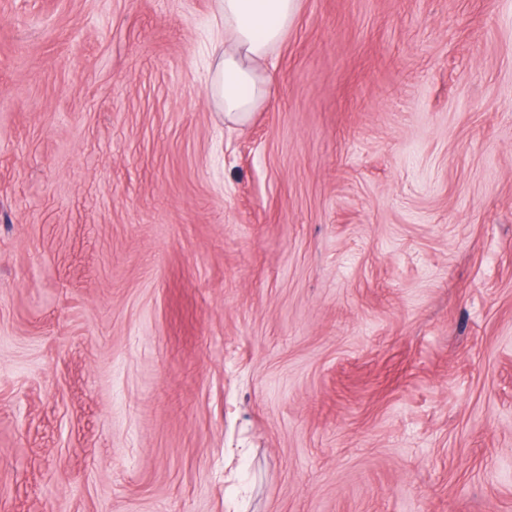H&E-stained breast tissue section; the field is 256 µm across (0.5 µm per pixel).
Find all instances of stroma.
Here are the masks:
<instances>
[{"mask_svg": "<svg viewBox=\"0 0 512 512\" xmlns=\"http://www.w3.org/2000/svg\"><path fill=\"white\" fill-rule=\"evenodd\" d=\"M211 10L0 0V512H512V0ZM224 21V41L216 47L210 96L234 121L245 120L268 93L263 62L294 21L297 0H213Z\"/></svg>", "mask_w": 512, "mask_h": 512, "instance_id": "35a3bbf8", "label": "stroma"}]
</instances>
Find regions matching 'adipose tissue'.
I'll list each match as a JSON object with an SVG mask.
<instances>
[{
    "instance_id": "adipose-tissue-1",
    "label": "adipose tissue",
    "mask_w": 512,
    "mask_h": 512,
    "mask_svg": "<svg viewBox=\"0 0 512 512\" xmlns=\"http://www.w3.org/2000/svg\"><path fill=\"white\" fill-rule=\"evenodd\" d=\"M213 9L224 21V41L216 49L210 96L227 119L242 121L268 93L263 63L292 24L297 0H213Z\"/></svg>"
}]
</instances>
